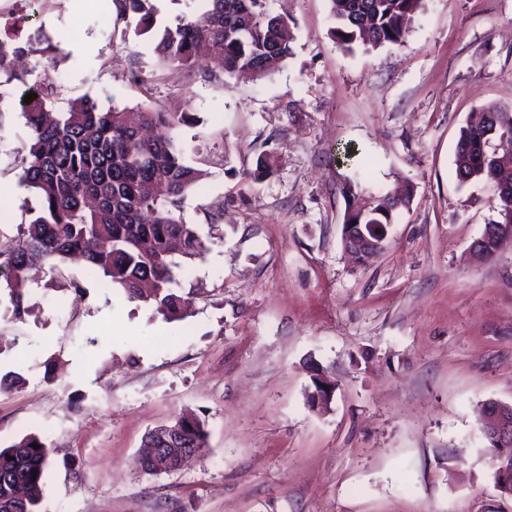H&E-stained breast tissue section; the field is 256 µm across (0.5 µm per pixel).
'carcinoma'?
Masks as SVG:
<instances>
[{"label":"carcinoma","instance_id":"cac0c4a2","mask_svg":"<svg viewBox=\"0 0 512 512\" xmlns=\"http://www.w3.org/2000/svg\"><path fill=\"white\" fill-rule=\"evenodd\" d=\"M270 0H206V8L181 17L155 36L154 51L179 71L206 64L215 75L270 77L293 55L288 19L275 15ZM117 18L138 15L135 33L156 27L151 0H112ZM335 27L331 33L346 52L358 45H400L424 0H330ZM21 53L15 39L0 37V74L24 87L19 98L29 139L20 151V183L37 197L39 209L20 227L16 244L0 251V272L7 271L3 293L12 318L28 312L25 288L33 269H56L77 256L123 290L130 300L152 303L170 319L184 317L188 301L177 291L176 257L195 259L206 241L183 218L188 192L207 171L191 163L180 137L184 126L199 123L188 112H164L147 104L105 108L90 97L74 101L65 112H51L54 88L31 85L27 77L47 64L17 71ZM484 122L462 129L455 152L460 183L512 179V113L494 105L482 109ZM275 172V156L263 151L249 176L260 182ZM410 191L379 196L367 206L345 211V224H392L399 209L409 206ZM494 209L504 225L512 211V193H497ZM179 431V446L200 452L207 446L204 422L180 417L148 433L145 444L158 448L144 470L149 474L174 468L177 450L166 442ZM39 448H33V445ZM49 448L36 436H25L0 450V512H36L45 487Z\"/></svg>","mask_w":512,"mask_h":512}]
</instances>
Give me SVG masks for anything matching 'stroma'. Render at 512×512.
Wrapping results in <instances>:
<instances>
[{"mask_svg":"<svg viewBox=\"0 0 512 512\" xmlns=\"http://www.w3.org/2000/svg\"><path fill=\"white\" fill-rule=\"evenodd\" d=\"M294 53L269 78L185 76L112 0H0L32 81L56 110L89 96L190 112L182 128L207 177L184 202L208 249L179 271L188 317L169 321L78 260L39 275L14 321L0 305V449L50 450L37 512H512L494 482L479 410L512 404V243L469 247L495 219V185L459 184L461 130L484 105L512 107V0H425L405 42L345 52L329 0H272ZM28 138L0 114V247L36 200L19 182ZM354 150L341 161L338 151ZM271 149L274 175L247 174ZM414 186L384 250L342 243L344 181L359 199ZM223 203L216 230L205 212ZM336 390L313 408V379ZM189 412L208 446L173 473L137 463L145 434Z\"/></svg>","mask_w":512,"mask_h":512,"instance_id":"stroma-1","label":"stroma"}]
</instances>
